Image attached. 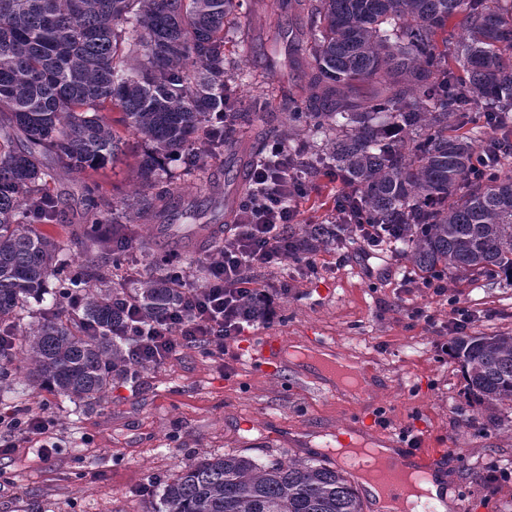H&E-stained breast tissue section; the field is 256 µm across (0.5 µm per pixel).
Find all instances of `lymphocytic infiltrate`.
I'll use <instances>...</instances> for the list:
<instances>
[{"mask_svg":"<svg viewBox=\"0 0 512 512\" xmlns=\"http://www.w3.org/2000/svg\"><path fill=\"white\" fill-rule=\"evenodd\" d=\"M263 180L262 197L244 199L233 216V226L248 225V232L236 236L217 259L208 262L207 281L197 288L191 310L173 309L164 321L137 330V358L159 364L180 344H202L223 352L226 339L241 335L254 324L253 319L239 314L237 302L243 296L251 298L263 319H270L272 310L266 292L249 280L246 272L256 265L274 266L288 260L286 232L297 221L306 191L298 176ZM51 424V418L45 416L23 419L13 412L1 411L0 431L9 433L10 438L0 443V452L9 453L13 446L11 436L19 433L38 439L39 454L49 455L51 448L44 440Z\"/></svg>","mask_w":512,"mask_h":512,"instance_id":"1","label":"lymphocytic infiltrate"}]
</instances>
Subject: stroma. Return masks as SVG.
Wrapping results in <instances>:
<instances>
[{"instance_id":"35a3bbf8","label":"stroma","mask_w":512,"mask_h":512,"mask_svg":"<svg viewBox=\"0 0 512 512\" xmlns=\"http://www.w3.org/2000/svg\"><path fill=\"white\" fill-rule=\"evenodd\" d=\"M289 21L279 0L257 12L243 0L227 32L230 67L260 73L267 92L266 111L243 130V139L278 112L280 88L303 82L287 56L267 63ZM126 140L125 156L92 178L116 201L134 190L136 160L145 148L135 135ZM180 166L177 160L166 164L178 202L171 228L160 235L133 225L127 255L138 273L146 272L147 256H178L197 287L212 251L189 250L185 243L199 223L223 238L228 219L201 213V196L177 179ZM87 179L64 173L51 182L65 219L41 225V232L64 239L73 228L93 224ZM341 189L331 175L308 180L299 223L325 221ZM189 209L198 211L197 219L185 218ZM248 277L273 298L271 320L225 340L220 353L204 346L178 349L165 363L114 383L99 405L35 395L25 364L9 365L0 410L51 417L54 448L44 458L24 443L0 456V512H155L164 481L203 455L232 453L260 463L297 457L332 467L337 432L367 412L384 418L386 431L401 441L415 437L442 453L448 481L463 491L467 512H512V479L491 477L494 466L512 465V407L474 403L447 349L448 321L458 309L469 318L466 334L512 332L511 279L452 272L437 293L393 249L356 237L299 262L255 266ZM270 333L300 346L308 337H324L336 356L366 368L370 391L354 402L328 394L310 373L259 374L249 364L251 345Z\"/></svg>"}]
</instances>
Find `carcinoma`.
<instances>
[{
    "label": "carcinoma",
    "instance_id": "obj_1",
    "mask_svg": "<svg viewBox=\"0 0 512 512\" xmlns=\"http://www.w3.org/2000/svg\"><path fill=\"white\" fill-rule=\"evenodd\" d=\"M235 0H0V332L16 331L32 295L53 303L29 324L20 354L38 390L92 406L116 381L150 368L131 356L132 301L144 323L186 307L178 262L149 261L128 281V225L165 224L173 191L162 165L224 207L204 182L207 158L265 109L238 107L224 31ZM288 57L307 60L305 85L280 90L286 127L269 123L248 162L296 144L308 175L332 170L346 214L371 224L413 269L512 278V154L466 127L512 126V0H290ZM464 14L461 31L448 19ZM370 82L369 101L355 97ZM118 111L110 120L105 112ZM222 115L224 124L216 123ZM147 144L135 196L121 204L112 239L76 228L71 239L32 221L62 210L53 170L96 172L124 153L116 125ZM349 224H290L291 254L334 250ZM83 251L72 268L71 246ZM469 395L512 406V333L451 338ZM157 512H363L340 471L290 458L259 464L203 457L163 486Z\"/></svg>",
    "mask_w": 512,
    "mask_h": 512
}]
</instances>
